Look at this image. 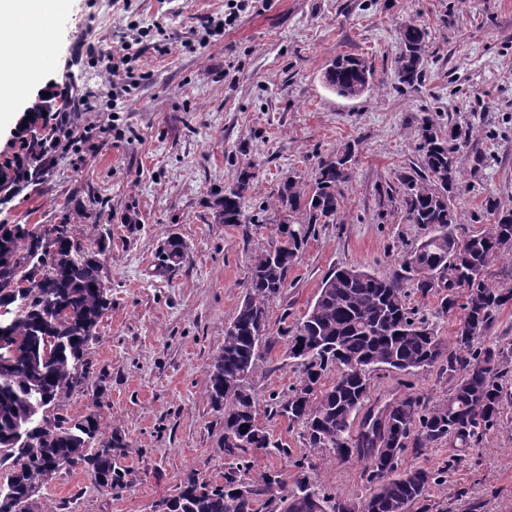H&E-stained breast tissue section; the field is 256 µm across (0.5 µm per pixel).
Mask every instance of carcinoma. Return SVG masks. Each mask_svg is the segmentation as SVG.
I'll return each mask as SVG.
<instances>
[{
  "label": "carcinoma",
  "mask_w": 512,
  "mask_h": 512,
  "mask_svg": "<svg viewBox=\"0 0 512 512\" xmlns=\"http://www.w3.org/2000/svg\"><path fill=\"white\" fill-rule=\"evenodd\" d=\"M425 31L407 24L400 31L395 75L410 87L421 78ZM328 86L340 96L359 97L372 88L374 71L356 55L336 57ZM51 105L39 98L27 109L24 156L17 169L28 175L43 155L38 122ZM421 164L397 175L399 187L386 192L390 205L423 231L407 251L401 272L391 276L357 268L337 269L322 280L314 302L296 328L281 332L285 358L299 361L302 378L269 404V414L305 428L307 444L340 458L356 457L374 484L361 509L322 491L311 482L308 461H295L293 484L283 474L255 468L251 452L288 454L259 420L252 378L270 359L277 341L269 328V308L287 287L295 265L317 224H334L342 209V186L350 179L347 153L319 160L314 185L306 190L288 177L273 200L259 207L254 223L277 225V240L251 258L247 291L224 331V347L208 370L207 397L224 410L223 482L189 472L177 496L179 512H410L428 501L439 473L403 469L406 448H426L448 440L469 446L497 425L508 390V357L475 340L492 325L496 312L512 302V290L491 288L485 272L491 262L512 251V212L489 197L486 211L495 216L487 229L455 239L449 226L459 223L453 194L456 154L466 133L452 127L437 135L435 122L423 116L415 131ZM256 173L243 169L237 182L216 202L217 218L240 224L247 216L244 198ZM110 235L97 233V249L88 250L69 224L40 231L23 224H0V308L14 305L0 319V512H56L41 502V489L62 470H82L93 483L119 491L131 485V471L120 465L128 444L121 433L103 431L101 413L80 418L59 412L61 400L89 385L85 360L99 323L112 308L111 289L103 287L101 255ZM441 298L438 312L462 311L455 345H447L428 322L409 308L405 284ZM350 364L361 374L349 377ZM438 365L457 374L444 404L429 406L413 392L396 395L383 414L368 413L358 431L353 419L371 389V374L388 368L411 373ZM339 374L327 383L325 377ZM52 461L56 468L47 467ZM249 495L237 493L238 482Z\"/></svg>",
  "instance_id": "1"
}]
</instances>
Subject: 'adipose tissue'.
Returning <instances> with one entry per match:
<instances>
[{
  "label": "adipose tissue",
  "mask_w": 512,
  "mask_h": 512,
  "mask_svg": "<svg viewBox=\"0 0 512 512\" xmlns=\"http://www.w3.org/2000/svg\"><path fill=\"white\" fill-rule=\"evenodd\" d=\"M59 0H0V89L25 85L33 60L40 53L34 34L56 13ZM32 32L23 41L19 30Z\"/></svg>",
  "instance_id": "ef3b65f1"
}]
</instances>
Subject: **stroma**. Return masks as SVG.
Masks as SVG:
<instances>
[{"label": "stroma", "mask_w": 512, "mask_h": 512, "mask_svg": "<svg viewBox=\"0 0 512 512\" xmlns=\"http://www.w3.org/2000/svg\"><path fill=\"white\" fill-rule=\"evenodd\" d=\"M226 8L227 0H62L44 63L12 110H0V175L11 177L33 100L47 92L60 107L84 97L94 106L73 115L90 126L88 140L43 162L41 174L21 179L0 205L1 224L64 221L90 248L95 225L111 233L104 258L112 308L86 355L101 387L71 393L61 411H100L128 444L121 463L133 483L118 493L83 471L60 472L41 494L67 512H154L188 472L222 479L224 414L205 397L207 370L245 294L251 257L276 241L273 225L215 219L216 201L243 167L257 174L250 210L288 176L313 185L320 158L352 153L340 217L316 225L290 269L270 307L274 333L304 315L331 270L390 275L420 241V227L380 200L397 173L420 163L414 128L422 115L438 135L452 125L469 131L457 155L453 234L493 223L487 197L512 210V0H249L229 29ZM409 23L427 31L414 88L394 74L399 30ZM126 46L135 85L116 111L96 55ZM349 53L366 58L375 75L355 99L323 79L328 64ZM173 238L186 260L160 271V251ZM272 357L253 381L262 408L302 374L283 346ZM453 383L436 366L409 375L383 369L371 375V397L410 390L434 406ZM263 423L288 453L254 451L257 469L290 480L305 457L325 492L358 505L368 498L363 463L323 459L287 418ZM401 465L442 471L426 512H512V403L478 445L409 447Z\"/></svg>", "instance_id": "35a3bbf8"}]
</instances>
